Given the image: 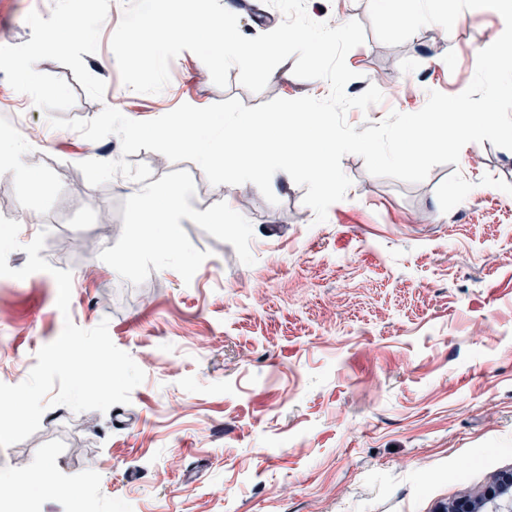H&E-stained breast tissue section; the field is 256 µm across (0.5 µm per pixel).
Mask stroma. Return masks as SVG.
<instances>
[{"label":"stroma","mask_w":512,"mask_h":512,"mask_svg":"<svg viewBox=\"0 0 512 512\" xmlns=\"http://www.w3.org/2000/svg\"><path fill=\"white\" fill-rule=\"evenodd\" d=\"M53 2L0 0V45L28 42L27 13L49 17ZM306 11L368 29L346 56L356 74L346 94L372 84L383 94L368 112H347L361 131L391 111H419L429 91H464L478 52L504 30L499 13L473 9L452 30L428 25L389 46L369 29L368 0H306ZM122 14L123 0H109L98 49L82 56L106 84L103 100L70 67L36 63L74 90L66 118L109 106L145 121L183 103L330 93L325 80L297 78L292 57L262 92L245 89L235 67L222 89L189 51L171 61L162 92H135L110 47ZM2 126L28 150L25 174L0 172V216L20 223L22 246L47 231L41 258L73 278L64 314L51 274L0 277V382H23L68 320L107 322L145 380L130 404L56 406L28 439L0 447V473L21 481L49 464L57 476L0 499V512H443L512 471V150L467 144L458 164L417 184L373 176L346 155L351 186L319 223L295 182L272 204L252 184L211 185L194 162L126 156L117 136L51 128L0 70ZM122 157L146 163L149 184L183 190L177 250L133 249L136 182L95 187L78 168ZM228 204L234 222L214 223ZM103 210L112 233L101 237ZM463 456L478 462L465 477Z\"/></svg>","instance_id":"1"}]
</instances>
